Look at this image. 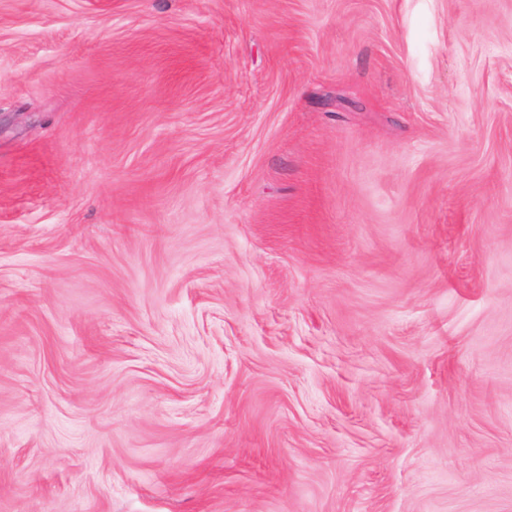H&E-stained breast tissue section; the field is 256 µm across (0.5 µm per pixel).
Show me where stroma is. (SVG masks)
<instances>
[{
	"label": "stroma",
	"mask_w": 512,
	"mask_h": 512,
	"mask_svg": "<svg viewBox=\"0 0 512 512\" xmlns=\"http://www.w3.org/2000/svg\"><path fill=\"white\" fill-rule=\"evenodd\" d=\"M0 512H512V0H0Z\"/></svg>",
	"instance_id": "35a3bbf8"
}]
</instances>
